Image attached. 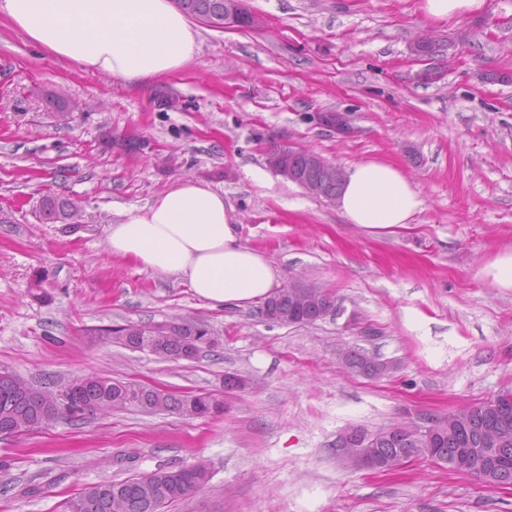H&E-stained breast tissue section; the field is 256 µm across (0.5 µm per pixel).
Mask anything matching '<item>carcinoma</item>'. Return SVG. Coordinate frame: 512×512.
Segmentation results:
<instances>
[{
    "label": "carcinoma",
    "mask_w": 512,
    "mask_h": 512,
    "mask_svg": "<svg viewBox=\"0 0 512 512\" xmlns=\"http://www.w3.org/2000/svg\"><path fill=\"white\" fill-rule=\"evenodd\" d=\"M185 14L197 19L205 14L224 11V0H175ZM306 177L319 182L324 197L333 199L341 185L331 169L309 171ZM41 212L48 222L74 220L78 204L70 198L52 194L42 200ZM297 288H283L264 300L270 316L284 324H311L325 311L335 307V299L323 291L309 293L312 301L297 309L293 305ZM99 338L131 350L148 351L159 358L178 362L195 360L204 348L217 344L213 333L203 324L182 323L172 334L165 333L162 323L115 325L97 330ZM344 363L353 373L371 379L388 374L393 365L368 357L359 349L344 354ZM73 398L79 411L53 402L52 391L44 386L29 385L20 390L22 379L16 375L0 377V434L13 435L28 430L32 423L46 425L60 417L74 421L97 411L135 406L149 413L173 412L193 418L219 411L220 402L203 395L179 397L133 382H121L91 373L74 380ZM456 420L438 422L432 439L415 436L401 424L374 434V454L388 460L430 456V449H439L445 467L477 477L489 485L512 484V411L498 415L490 409V401L465 406L455 412ZM498 438L491 455L503 460L501 467L486 468L481 448L487 432ZM210 481L206 464L198 463L177 470L159 468L149 474L123 481L102 480L84 487L64 503L63 512H163L168 504L181 500L201 489Z\"/></svg>",
    "instance_id": "cac0c4a2"
}]
</instances>
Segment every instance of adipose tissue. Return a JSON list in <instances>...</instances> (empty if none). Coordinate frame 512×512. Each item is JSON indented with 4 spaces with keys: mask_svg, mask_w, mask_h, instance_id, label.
<instances>
[{
    "mask_svg": "<svg viewBox=\"0 0 512 512\" xmlns=\"http://www.w3.org/2000/svg\"><path fill=\"white\" fill-rule=\"evenodd\" d=\"M0 17L47 53L128 82L179 70L199 35L171 0H0ZM422 205L410 179L385 160L351 164L336 196L348 223L378 237L411 223ZM107 245L141 271L179 277L213 309L246 306L279 286L265 254L242 243L223 193L192 179L125 210Z\"/></svg>",
    "mask_w": 512,
    "mask_h": 512,
    "instance_id": "obj_1",
    "label": "adipose tissue"
}]
</instances>
